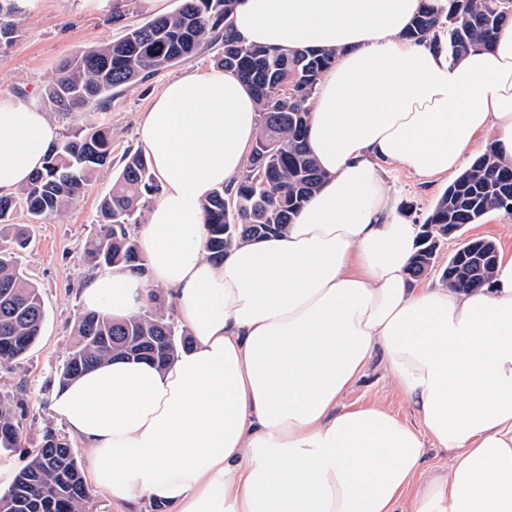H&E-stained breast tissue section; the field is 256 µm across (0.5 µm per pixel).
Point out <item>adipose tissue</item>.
<instances>
[{
  "label": "adipose tissue",
  "mask_w": 512,
  "mask_h": 512,
  "mask_svg": "<svg viewBox=\"0 0 512 512\" xmlns=\"http://www.w3.org/2000/svg\"><path fill=\"white\" fill-rule=\"evenodd\" d=\"M240 0L248 44L334 48L307 148L326 177L286 234L206 257L201 209L235 186L257 135L236 72L167 81L139 140L160 194L136 238L145 273L90 279L87 309L116 318L162 288L191 344L167 367L96 366L52 411L89 449L113 501L169 512H512V253L490 284L414 288L416 224L381 164L430 181L485 149L512 159V21L460 59L407 39L423 2ZM59 126L0 97V193L28 183ZM382 356L419 424L378 401L343 404ZM447 455L426 464L428 448Z\"/></svg>",
  "instance_id": "adipose-tissue-1"
}]
</instances>
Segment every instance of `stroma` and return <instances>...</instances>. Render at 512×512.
Listing matches in <instances>:
<instances>
[{"label": "stroma", "mask_w": 512, "mask_h": 512, "mask_svg": "<svg viewBox=\"0 0 512 512\" xmlns=\"http://www.w3.org/2000/svg\"><path fill=\"white\" fill-rule=\"evenodd\" d=\"M143 0H128L123 25H135L153 18ZM15 42L0 43V95L28 97L42 106L41 92L60 65L81 51L122 36L123 25L112 22V0H27L19 15ZM216 49L206 48L195 58L165 69L146 82L115 96L111 107L98 113L97 121L112 130V157L120 159L128 149H138L137 129L143 112L169 79L190 68L212 66ZM385 179L399 194L405 214L422 223L436 199L447 186L446 180L424 182L413 173L392 167ZM112 187L111 173L93 182L79 205L58 219L29 224L25 212H17L14 223L29 224L31 244L22 253L28 279L40 290L46 318L41 336L18 366L0 367V399L23 398L28 410L22 446L15 452H0V488L6 487L26 463L28 454L40 447L46 427L61 428L50 406L58 386V373L75 342L74 323L85 311L82 288L94 274L84 260L88 240L95 232L98 204ZM469 238H489L499 251L512 252V215L501 211L488 214L480 223L465 226L459 236L444 241L439 261ZM381 400L407 422L415 417L393 387L382 359H374L365 375L345 394L344 404Z\"/></svg>", "instance_id": "35a3bbf8"}]
</instances>
